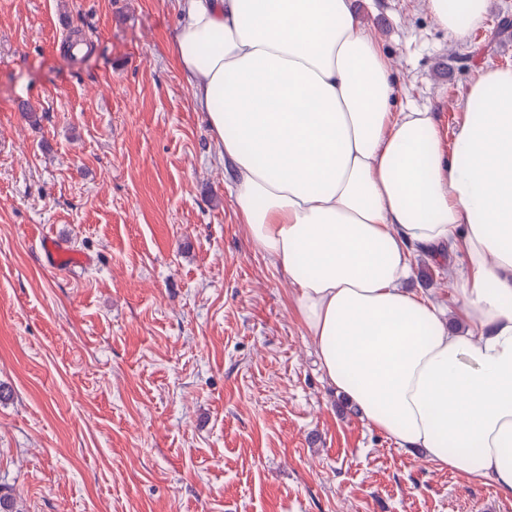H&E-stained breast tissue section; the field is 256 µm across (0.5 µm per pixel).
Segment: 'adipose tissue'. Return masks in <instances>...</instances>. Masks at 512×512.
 <instances>
[{
  "label": "adipose tissue",
  "instance_id": "obj_1",
  "mask_svg": "<svg viewBox=\"0 0 512 512\" xmlns=\"http://www.w3.org/2000/svg\"><path fill=\"white\" fill-rule=\"evenodd\" d=\"M179 2L174 59L328 385L407 450L512 498V69L469 87L447 146L431 108L394 109L351 0ZM487 8L429 0L459 41ZM445 251L461 333L405 286L415 256Z\"/></svg>",
  "mask_w": 512,
  "mask_h": 512
}]
</instances>
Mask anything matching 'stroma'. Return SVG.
<instances>
[{
    "instance_id": "35a3bbf8",
    "label": "stroma",
    "mask_w": 512,
    "mask_h": 512,
    "mask_svg": "<svg viewBox=\"0 0 512 512\" xmlns=\"http://www.w3.org/2000/svg\"><path fill=\"white\" fill-rule=\"evenodd\" d=\"M399 105L443 135L512 67V0L465 41L427 0H352ZM177 0H0V489L22 512H512L326 383L242 224L172 45ZM52 234L93 256L49 268ZM460 263L408 288L456 311Z\"/></svg>"
}]
</instances>
